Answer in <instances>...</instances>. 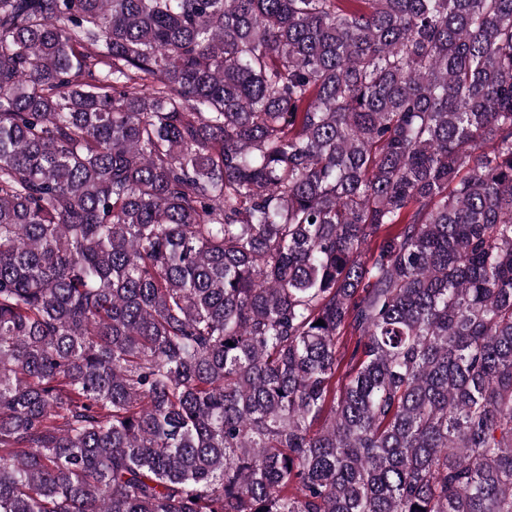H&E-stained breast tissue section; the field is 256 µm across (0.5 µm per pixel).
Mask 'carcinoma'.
Wrapping results in <instances>:
<instances>
[{
	"label": "carcinoma",
	"mask_w": 512,
	"mask_h": 512,
	"mask_svg": "<svg viewBox=\"0 0 512 512\" xmlns=\"http://www.w3.org/2000/svg\"><path fill=\"white\" fill-rule=\"evenodd\" d=\"M351 2L0 0V512H512V0Z\"/></svg>",
	"instance_id": "carcinoma-1"
}]
</instances>
